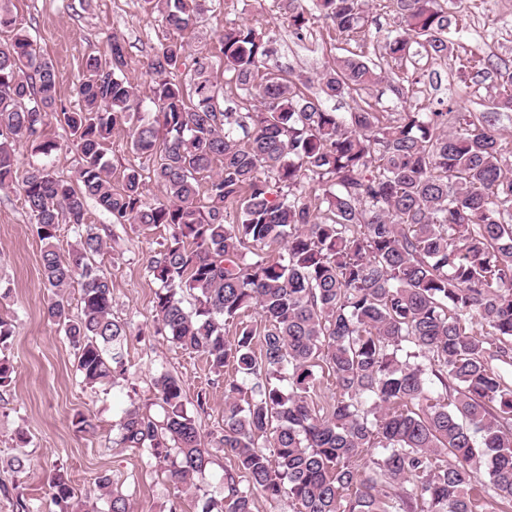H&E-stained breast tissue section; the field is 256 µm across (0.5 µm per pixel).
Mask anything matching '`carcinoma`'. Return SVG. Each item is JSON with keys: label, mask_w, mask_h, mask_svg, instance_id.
Segmentation results:
<instances>
[{"label": "carcinoma", "mask_w": 512, "mask_h": 512, "mask_svg": "<svg viewBox=\"0 0 512 512\" xmlns=\"http://www.w3.org/2000/svg\"><path fill=\"white\" fill-rule=\"evenodd\" d=\"M207 0H144L176 36L145 64L155 111H142L114 37L88 56L71 110L53 62L0 0V188L19 184L53 290L48 321L64 331L81 382L125 376L123 324L112 283L95 256L106 241L86 223L94 200L115 224L164 225L170 235L148 260L160 283L155 334L205 359L224 377V426L205 440L182 382L154 377L162 414L133 405L115 444L145 452L200 512H253L254 495L286 498L297 512H486L512 505V139L495 112L343 115L326 100L368 94L381 63L354 52L311 80L267 67L270 34L224 27L219 97L205 55L190 57L191 32ZM396 34L386 63L454 55L452 20L440 0H388ZM349 41L366 38V0H315ZM300 31L311 13L282 0ZM52 116L80 157L70 179L47 163L18 176L16 146L49 157ZM125 128L153 159L163 199H144L143 174L114 176L106 146ZM207 175V203L198 176ZM75 233L67 254L55 240ZM80 286L77 312L66 292ZM194 300L184 306L185 296ZM255 310L262 334L244 323ZM235 328L234 335L227 329ZM331 377L329 402L314 404L317 369ZM250 387H245V384ZM249 395H244V390ZM233 468L217 500L203 486L210 448ZM56 512H132L130 499L98 478L96 501L79 498L67 474L50 484Z\"/></svg>", "instance_id": "cac0c4a2"}]
</instances>
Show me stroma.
Instances as JSON below:
<instances>
[{
	"instance_id": "35a3bbf8",
	"label": "stroma",
	"mask_w": 512,
	"mask_h": 512,
	"mask_svg": "<svg viewBox=\"0 0 512 512\" xmlns=\"http://www.w3.org/2000/svg\"><path fill=\"white\" fill-rule=\"evenodd\" d=\"M17 20L36 38L58 75V95L68 108H79L75 88L82 62L103 52L108 39L119 38L128 53L127 76L142 99L151 83L143 63L169 36L160 16L148 13L143 0H11ZM458 57L434 59L420 45L405 68L390 67L382 84L366 99L382 112H427L452 103L464 112H489L502 93L499 77L472 84L462 64L477 61L491 69L512 67V0H461L454 5ZM248 22L270 32L276 52L268 65L300 78L319 73L338 52L336 33L314 18L295 35L277 0H209L190 38V53L208 55L222 74L218 35L224 26ZM419 77L416 92L405 98L392 90L408 76ZM87 221L108 243L95 261L112 282L113 316L127 327L126 366L116 385L92 390L83 386L64 335L45 316L52 292L43 283L42 244L30 222L18 188L0 190V315L11 318L14 334L0 357L14 368L12 384L0 391V512H54L48 482L64 469L79 496L96 494L99 476L109 475L132 500L134 512H167L174 486L166 473L134 448L112 445L113 427L130 403L155 399L153 379L162 371L179 378L188 400L208 389L209 405L198 421L203 433L224 424V379L211 372L203 357L151 335L153 298L159 287L147 264L169 235L167 227L145 230L116 224L96 203L87 206ZM94 428L79 431L78 417ZM25 453L22 471L11 462Z\"/></svg>"
}]
</instances>
